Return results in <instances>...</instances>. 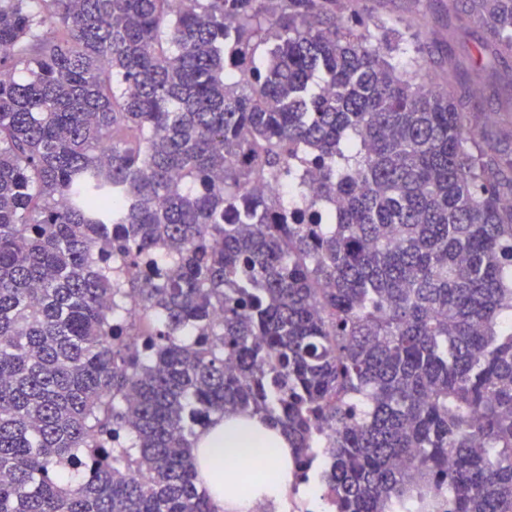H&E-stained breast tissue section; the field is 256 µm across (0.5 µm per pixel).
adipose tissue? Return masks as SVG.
Listing matches in <instances>:
<instances>
[{
  "mask_svg": "<svg viewBox=\"0 0 512 512\" xmlns=\"http://www.w3.org/2000/svg\"><path fill=\"white\" fill-rule=\"evenodd\" d=\"M199 476L212 486L216 512H272L279 507L293 474L292 450L279 429L259 418L225 416L199 432L192 450ZM248 459L278 475L275 482L243 488L238 460Z\"/></svg>",
  "mask_w": 512,
  "mask_h": 512,
  "instance_id": "obj_1",
  "label": "adipose tissue"
}]
</instances>
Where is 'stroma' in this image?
Returning a JSON list of instances; mask_svg holds the SVG:
<instances>
[{
    "mask_svg": "<svg viewBox=\"0 0 512 512\" xmlns=\"http://www.w3.org/2000/svg\"><path fill=\"white\" fill-rule=\"evenodd\" d=\"M347 10L362 17L377 13L399 19L404 27L419 31L432 73L454 65L456 81L473 89L470 112L499 119L501 143L512 148V125L504 121L512 112V57L490 65L477 64L482 32L474 26L459 27L448 0H347Z\"/></svg>",
    "mask_w": 512,
    "mask_h": 512,
    "instance_id": "stroma-1",
    "label": "stroma"
}]
</instances>
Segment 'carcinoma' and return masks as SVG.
I'll use <instances>...</instances> for the list:
<instances>
[{
	"label": "carcinoma",
	"mask_w": 512,
	"mask_h": 512,
	"mask_svg": "<svg viewBox=\"0 0 512 512\" xmlns=\"http://www.w3.org/2000/svg\"><path fill=\"white\" fill-rule=\"evenodd\" d=\"M343 10L0 0V512H215L227 412L334 512H512V151Z\"/></svg>",
	"instance_id": "obj_1"
}]
</instances>
